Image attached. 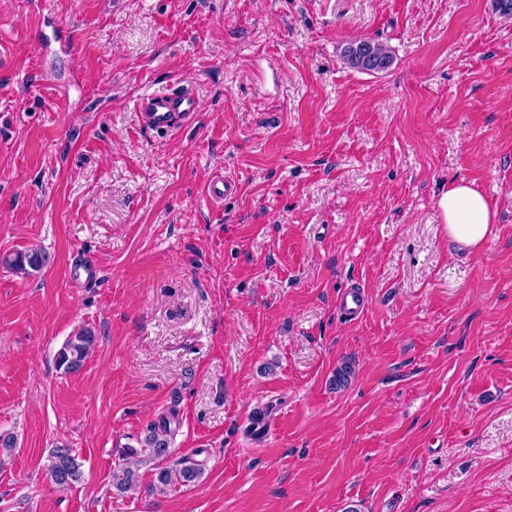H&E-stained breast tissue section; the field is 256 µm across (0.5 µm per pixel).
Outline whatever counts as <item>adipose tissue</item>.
<instances>
[{"instance_id": "ef3b65f1", "label": "adipose tissue", "mask_w": 512, "mask_h": 512, "mask_svg": "<svg viewBox=\"0 0 512 512\" xmlns=\"http://www.w3.org/2000/svg\"><path fill=\"white\" fill-rule=\"evenodd\" d=\"M437 207L449 237L457 244L476 249L488 236L495 214L484 194L466 182L441 193Z\"/></svg>"}]
</instances>
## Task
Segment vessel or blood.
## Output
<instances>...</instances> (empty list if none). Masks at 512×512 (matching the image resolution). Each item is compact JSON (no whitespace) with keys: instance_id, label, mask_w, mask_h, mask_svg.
Wrapping results in <instances>:
<instances>
[{"instance_id":"b4317fda","label":"vessel or blood","mask_w":512,"mask_h":512,"mask_svg":"<svg viewBox=\"0 0 512 512\" xmlns=\"http://www.w3.org/2000/svg\"><path fill=\"white\" fill-rule=\"evenodd\" d=\"M138 110L145 129L166 132L192 122L200 102L192 88L182 86L140 97ZM98 275V264L90 255L76 257L69 270L70 281L78 285L94 283Z\"/></svg>"}]
</instances>
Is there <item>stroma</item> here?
<instances>
[{"label": "stroma", "mask_w": 512, "mask_h": 512, "mask_svg": "<svg viewBox=\"0 0 512 512\" xmlns=\"http://www.w3.org/2000/svg\"><path fill=\"white\" fill-rule=\"evenodd\" d=\"M56 22L67 50L42 39ZM363 39L387 71L344 63ZM182 84L195 121L143 129L138 98ZM217 174L238 186L221 202ZM459 180L496 213L475 251L437 208ZM30 248L40 272L0 266V512H512L496 0H0V256ZM83 326L93 352L57 370ZM261 408L278 419L255 437ZM171 411L165 464L199 481L153 492L150 463L115 495L121 448ZM60 445L83 471L65 488ZM370 55L377 60L380 69H373L364 57ZM342 56L350 67L373 73L386 71L393 62L391 51L382 43L372 40H359L348 43L342 51ZM99 268L97 261L91 255L77 256L69 270V279L78 285H88L98 280ZM46 470L50 479L61 486H70L82 478L78 456L73 448L64 445L50 450Z\"/></svg>", "instance_id": "stroma-1"}]
</instances>
